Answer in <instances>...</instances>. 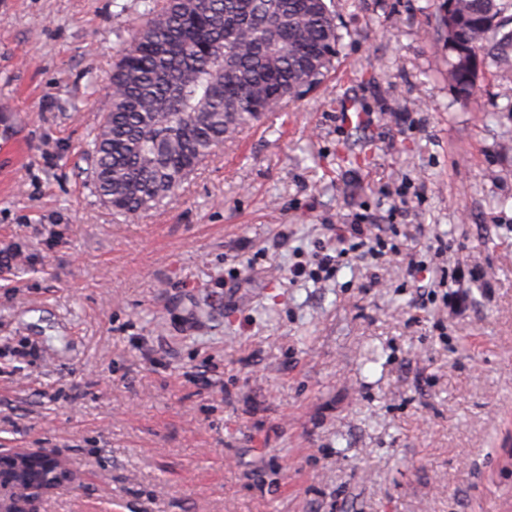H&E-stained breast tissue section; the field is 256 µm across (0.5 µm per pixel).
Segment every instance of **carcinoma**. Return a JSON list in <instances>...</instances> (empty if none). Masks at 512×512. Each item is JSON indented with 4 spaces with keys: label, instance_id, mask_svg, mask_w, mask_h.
<instances>
[{
    "label": "carcinoma",
    "instance_id": "obj_1",
    "mask_svg": "<svg viewBox=\"0 0 512 512\" xmlns=\"http://www.w3.org/2000/svg\"><path fill=\"white\" fill-rule=\"evenodd\" d=\"M447 3L466 97L481 72L512 68V0ZM342 40L327 0H144L81 150L103 206L126 223L162 206L224 140L319 85Z\"/></svg>",
    "mask_w": 512,
    "mask_h": 512
}]
</instances>
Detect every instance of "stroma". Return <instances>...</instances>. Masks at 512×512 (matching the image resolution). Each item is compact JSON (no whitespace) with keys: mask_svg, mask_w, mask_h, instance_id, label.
<instances>
[{"mask_svg":"<svg viewBox=\"0 0 512 512\" xmlns=\"http://www.w3.org/2000/svg\"><path fill=\"white\" fill-rule=\"evenodd\" d=\"M142 10L0 0V250L34 265L0 276V451L75 475L37 512H512V74L458 96L444 0H335L322 85L119 224L80 151ZM357 213L491 290L452 318L397 261L291 280Z\"/></svg>","mask_w":512,"mask_h":512,"instance_id":"35a3bbf8","label":"stroma"}]
</instances>
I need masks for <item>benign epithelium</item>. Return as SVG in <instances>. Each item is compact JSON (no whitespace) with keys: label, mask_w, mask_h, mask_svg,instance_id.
I'll return each mask as SVG.
<instances>
[{"label":"benign epithelium","mask_w":512,"mask_h":512,"mask_svg":"<svg viewBox=\"0 0 512 512\" xmlns=\"http://www.w3.org/2000/svg\"><path fill=\"white\" fill-rule=\"evenodd\" d=\"M36 460L54 461L57 472L52 476L35 473L30 464ZM69 479L64 462L51 451L19 449L0 453V488L5 490L0 493V512H30L43 493Z\"/></svg>","instance_id":"benign-epithelium-1"}]
</instances>
